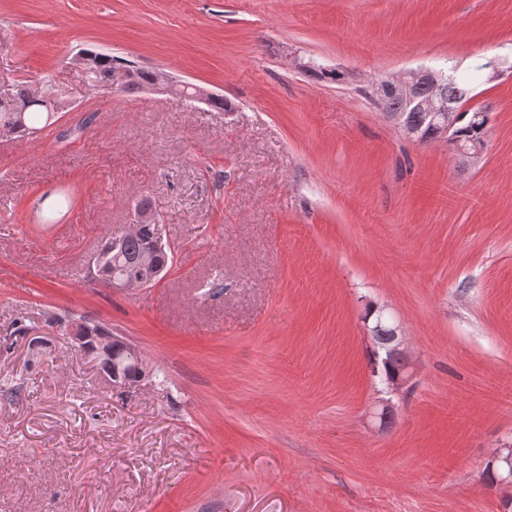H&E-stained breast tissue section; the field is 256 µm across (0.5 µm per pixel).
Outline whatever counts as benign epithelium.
<instances>
[{
  "label": "benign epithelium",
  "mask_w": 512,
  "mask_h": 512,
  "mask_svg": "<svg viewBox=\"0 0 512 512\" xmlns=\"http://www.w3.org/2000/svg\"><path fill=\"white\" fill-rule=\"evenodd\" d=\"M446 74L442 71L430 68L411 69L397 75L383 77L374 82V94L377 98H398L416 101V93L421 88L428 92L419 100V107L426 112L432 124L436 127L435 140L444 144L448 143V135L453 131L459 114L458 108L448 102L442 93V87L446 83ZM483 149L476 147L458 146L452 151L455 160L461 165H466L479 158ZM156 225L152 242L148 246V253L142 255V261L148 273L145 278L139 280H112V288L127 291L133 288H143L162 279L169 272V268L153 261L158 253L166 252L169 245L164 242L162 228L157 217L151 213H140L132 224L125 230L112 236L111 252H97L93 254L89 262L90 273L95 275L104 266L109 254H118L125 245L127 239L140 233L141 225ZM116 337L108 333L104 328L86 319H80L76 323L74 343L86 355L96 362L99 373L104 382L112 387L123 386L120 369L116 357Z\"/></svg>",
  "instance_id": "1"
}]
</instances>
